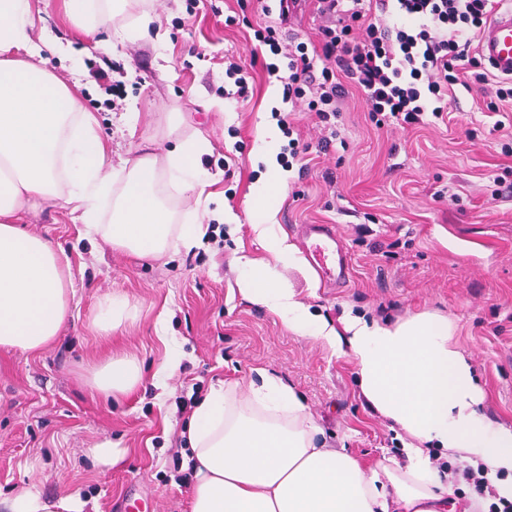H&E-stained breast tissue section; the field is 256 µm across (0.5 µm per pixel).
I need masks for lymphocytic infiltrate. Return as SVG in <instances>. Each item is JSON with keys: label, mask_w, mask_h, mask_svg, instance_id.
<instances>
[{"label": "lymphocytic infiltrate", "mask_w": 512, "mask_h": 512, "mask_svg": "<svg viewBox=\"0 0 512 512\" xmlns=\"http://www.w3.org/2000/svg\"><path fill=\"white\" fill-rule=\"evenodd\" d=\"M378 2L374 8L367 0H317L330 22L313 46L283 40L271 25L255 28V41L273 57L268 75L279 74L276 58L287 61L285 103L302 106L317 126L335 133L347 81L362 91L376 124L417 127L445 120L448 90L464 70L473 83L495 84L498 101H512V80L491 79L473 54L496 0Z\"/></svg>", "instance_id": "1"}]
</instances>
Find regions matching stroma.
Instances as JSON below:
<instances>
[{
    "label": "stroma",
    "instance_id": "obj_1",
    "mask_svg": "<svg viewBox=\"0 0 512 512\" xmlns=\"http://www.w3.org/2000/svg\"><path fill=\"white\" fill-rule=\"evenodd\" d=\"M35 28L56 45L49 66L82 98L111 152L108 163L143 147L163 150L171 137L201 133L211 143L202 158L235 218L223 238L204 237L188 252L136 260L90 240L62 202L43 203L29 218L33 233L59 244L74 274L71 315L55 341L37 353L0 349V497L36 486L51 503L70 496L83 512H116L130 486L149 512H190V482L175 480L174 462L197 401L220 381L247 386L267 368L306 400L328 446L365 462L400 456L405 435L361 395L356 367L318 339L290 332L273 312L246 300L234 267L237 255L272 263L252 229L250 191L269 170L257 155L260 125L282 108V84L253 59L252 28L281 25L284 35L315 39L322 23L311 0H300L280 24L276 0H133L154 17L164 43L102 47L75 39L65 0H31ZM245 11L249 26H228ZM251 71L245 102L224 96V60ZM115 63L123 96L112 99L94 72ZM489 85H455L448 121L418 129L376 127L361 91L345 85L336 136L326 148L308 114L295 124L310 152L299 169L283 171L275 198V229L300 244L299 224H331L351 258L347 287L323 286L312 265L280 268L313 314L336 321L344 312L395 320L422 311L455 324L454 340L471 360L483 408L512 425V191L492 194L493 180L512 182V154L501 149L512 126L494 132ZM139 115L134 135L121 117ZM458 200H451V193ZM119 291L138 316L112 336L94 327L99 299ZM176 343L180 364L167 393L144 382L112 399L85 382L90 367L113 352L137 355L154 373ZM104 439L125 457L101 466L91 453Z\"/></svg>",
    "mask_w": 512,
    "mask_h": 512
}]
</instances>
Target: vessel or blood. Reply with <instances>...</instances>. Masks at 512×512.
Returning <instances> with one entry per match:
<instances>
[{"instance_id": "1", "label": "vessel or blood", "mask_w": 512, "mask_h": 512, "mask_svg": "<svg viewBox=\"0 0 512 512\" xmlns=\"http://www.w3.org/2000/svg\"><path fill=\"white\" fill-rule=\"evenodd\" d=\"M478 50L496 76L512 79V5L495 10L480 33ZM297 232L325 285L344 287L350 277V255L335 228L329 224H301Z\"/></svg>"}]
</instances>
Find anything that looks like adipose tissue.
I'll list each match as a JSON object with an SVG mask.
<instances>
[{
  "mask_svg": "<svg viewBox=\"0 0 512 512\" xmlns=\"http://www.w3.org/2000/svg\"><path fill=\"white\" fill-rule=\"evenodd\" d=\"M129 0H68L80 40L95 39L108 16ZM30 0H0V348L44 349L70 315L73 273L61 248L28 231L37 200H59L77 212L88 238L140 259L197 246L198 207L213 202L212 175L201 157L211 144L175 140L161 153L126 161L124 179L106 169L107 146L79 97L48 66L33 39ZM167 183L195 207L174 217L158 194ZM280 183L252 191L253 230L284 266L301 268L293 245L269 220ZM241 293L275 313L289 331L350 356L369 405L412 441L405 461L366 464L317 439L319 428L293 386L257 369L247 387L222 383L195 407L189 425L194 481L190 512H456L455 478L437 451L482 466L497 501L512 502V426L490 420L469 359L445 316L422 312L393 322L345 314L337 323L312 314L269 265L241 255ZM128 296L98 303L105 336L135 319ZM143 379L136 356L111 355L87 374L88 385L120 397Z\"/></svg>",
  "mask_w": 512,
  "mask_h": 512,
  "instance_id": "obj_1",
  "label": "adipose tissue"
}]
</instances>
